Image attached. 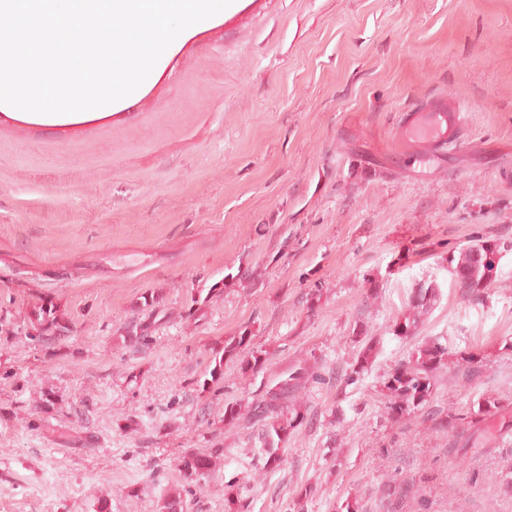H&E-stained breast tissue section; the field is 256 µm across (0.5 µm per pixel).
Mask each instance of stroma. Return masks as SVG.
<instances>
[{
  "label": "stroma",
  "instance_id": "35a3bbf8",
  "mask_svg": "<svg viewBox=\"0 0 512 512\" xmlns=\"http://www.w3.org/2000/svg\"><path fill=\"white\" fill-rule=\"evenodd\" d=\"M433 96L462 104L466 144L426 168L392 138ZM485 233L512 237V0H234L128 98L62 123L10 108L0 512H158L181 457L211 449L187 512H224L259 430L225 424V404L260 400L303 359L323 380L299 394L307 420L280 468L250 482L252 512H512L496 479L512 432L489 417L488 443L467 450L435 418L486 393L512 414V252L479 304L448 270ZM423 282L440 296L416 339L484 367L393 422L376 386L415 346L389 328ZM48 300L69 331L36 343L27 315ZM358 323L380 348L346 395ZM135 324L147 346L127 342ZM244 331L264 368L231 362L210 384L213 349Z\"/></svg>",
  "mask_w": 512,
  "mask_h": 512
}]
</instances>
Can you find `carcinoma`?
I'll use <instances>...</instances> for the list:
<instances>
[{
	"instance_id": "1",
	"label": "carcinoma",
	"mask_w": 512,
	"mask_h": 512,
	"mask_svg": "<svg viewBox=\"0 0 512 512\" xmlns=\"http://www.w3.org/2000/svg\"><path fill=\"white\" fill-rule=\"evenodd\" d=\"M512 252V239L476 236L461 248L458 255L448 258L449 272L455 286L469 301L479 302L497 277L499 261L503 255ZM439 291L434 285H419L410 293L406 312L393 325L392 334L399 339H413L422 322L438 300ZM32 327L30 340L43 342L51 336H61L68 331L64 314L51 302L35 307L29 317ZM352 339L358 347L354 363L339 379L340 386L360 387L371 369L377 355L379 338L373 336L364 325L352 330ZM252 336L244 331L224 341L220 350L213 351L214 366L210 369L211 382L217 384L224 379V363L237 360L243 372H255L262 368L267 351L251 347ZM483 358L469 352L451 351L448 341L441 338L421 339L406 359L397 363L380 381L381 393L385 397L387 417L393 421L414 414L425 408L432 400L437 384L446 377L456 382L470 384L482 374ZM287 377L282 379L285 387L274 392L267 390L262 399L253 403L249 411L241 412L235 403L224 405V421L234 424L241 419H256L262 422L257 439L259 447L252 449L255 467L262 472H272L280 467L281 450L288 444L290 435L306 421V415L299 405H286L296 398L305 384L321 379L316 368L304 361L288 368ZM477 408L465 416L446 415L444 425L449 430L467 435V440L476 437L474 431L477 417L490 416L500 407V399L481 395ZM217 450L208 453H189L182 457L178 470L186 485H195L211 471ZM187 503L179 490L163 502V512H185ZM225 512H251L250 502L242 496L241 490L228 491L224 498Z\"/></svg>"
}]
</instances>
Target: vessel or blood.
Returning <instances> with one entry per match:
<instances>
[{"instance_id":"obj_1","label":"vessel or blood","mask_w":512,"mask_h":512,"mask_svg":"<svg viewBox=\"0 0 512 512\" xmlns=\"http://www.w3.org/2000/svg\"><path fill=\"white\" fill-rule=\"evenodd\" d=\"M463 127L464 115L458 103L430 98L401 112L396 143L402 155L427 164L464 146Z\"/></svg>"}]
</instances>
